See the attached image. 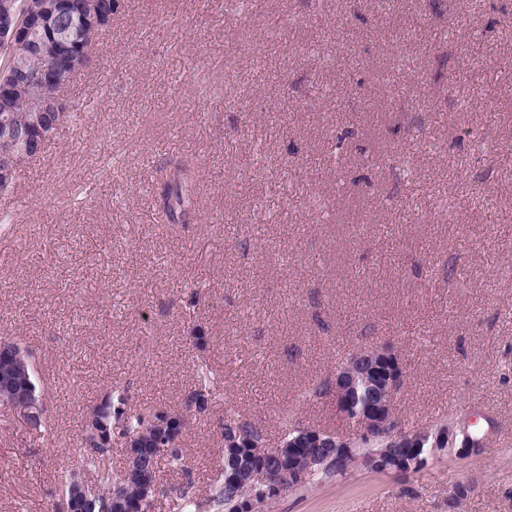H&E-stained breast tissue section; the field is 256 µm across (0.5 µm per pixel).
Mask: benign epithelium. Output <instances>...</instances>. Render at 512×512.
<instances>
[{
	"instance_id": "benign-epithelium-1",
	"label": "benign epithelium",
	"mask_w": 512,
	"mask_h": 512,
	"mask_svg": "<svg viewBox=\"0 0 512 512\" xmlns=\"http://www.w3.org/2000/svg\"><path fill=\"white\" fill-rule=\"evenodd\" d=\"M66 10L73 15V25L88 31L90 35L99 33L105 22L112 17V14L99 9V0H0V49L10 54L15 65L11 78L0 79V138L4 140L26 141L30 137L29 129L13 122L11 103L19 97L24 99L28 111L33 113L32 125L46 139L52 137L59 127L57 122L48 124V117L53 115L61 118L71 109L70 102L57 93V88L67 83L71 72L87 64L86 51L71 55L68 63L63 65L56 49L60 48L61 42L67 40L69 29L51 35L45 33V26L57 14ZM32 59L44 60L41 69L34 73L25 69V63ZM19 165L20 161L14 156H0L1 185H7L11 172L17 170ZM358 353L373 365L378 361H388L390 368L384 385L385 396L378 401L367 402L358 411L354 410L348 394L350 385L358 379L367 386L374 385V382L367 373L353 374L347 364L336 370L331 382L336 409L355 426L353 436L334 437L336 455H351L357 444H371L382 438L388 441L389 447L381 449L372 457L357 458L355 463L371 471L400 475L422 468L427 462V456L420 455V451L429 432L401 430L393 413V395L403 377L399 360L391 359L393 352L384 346L360 349ZM460 431L461 428L454 423L445 425L440 430L441 438L459 456L479 452L477 448L457 442ZM306 443V438L294 437L267 449L270 454L286 461V466L266 474L256 487L260 497L268 499L279 496L286 489L300 483L305 474L319 463V458L301 454ZM125 445L122 477L139 482L134 512H153L158 484L147 479L140 446L129 438L125 439ZM71 495L74 501L82 505L79 512H103L96 508L99 491L90 488L87 483L75 480Z\"/></svg>"
}]
</instances>
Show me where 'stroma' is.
<instances>
[{
    "instance_id": "35a3bbf8",
    "label": "stroma",
    "mask_w": 512,
    "mask_h": 512,
    "mask_svg": "<svg viewBox=\"0 0 512 512\" xmlns=\"http://www.w3.org/2000/svg\"><path fill=\"white\" fill-rule=\"evenodd\" d=\"M64 96L0 193V337L48 390L41 429L0 407V512H52L119 390L186 421L159 502L210 498L226 417L271 446L286 415L351 434L327 383L383 344L401 429L480 412L488 445L260 512H448L458 483L460 512H512V0H115ZM181 158L195 216L154 223Z\"/></svg>"
}]
</instances>
